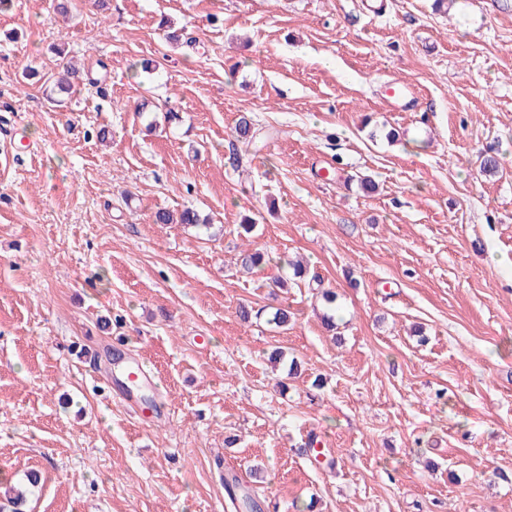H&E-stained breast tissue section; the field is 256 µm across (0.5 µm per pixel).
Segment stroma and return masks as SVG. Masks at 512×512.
Returning a JSON list of instances; mask_svg holds the SVG:
<instances>
[{
	"label": "stroma",
	"instance_id": "35a3bbf8",
	"mask_svg": "<svg viewBox=\"0 0 512 512\" xmlns=\"http://www.w3.org/2000/svg\"><path fill=\"white\" fill-rule=\"evenodd\" d=\"M73 2L0 10V512H512V0Z\"/></svg>",
	"mask_w": 512,
	"mask_h": 512
}]
</instances>
